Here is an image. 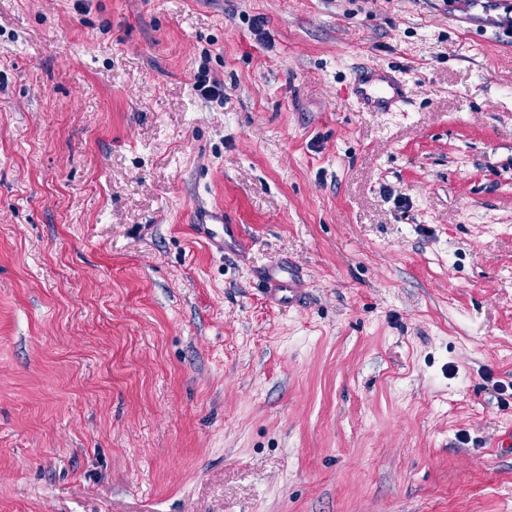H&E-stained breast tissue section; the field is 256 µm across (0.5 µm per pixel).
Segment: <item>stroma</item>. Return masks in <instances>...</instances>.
Instances as JSON below:
<instances>
[{
    "instance_id": "obj_1",
    "label": "stroma",
    "mask_w": 512,
    "mask_h": 512,
    "mask_svg": "<svg viewBox=\"0 0 512 512\" xmlns=\"http://www.w3.org/2000/svg\"><path fill=\"white\" fill-rule=\"evenodd\" d=\"M499 14L0 0V512H512ZM353 94L369 112H391L404 98L403 81L391 70L378 67L362 68L355 80ZM193 224L195 233L208 240L212 247L224 252V235H228L234 228L238 234L239 230L236 224H230L224 215V209L217 208L208 210L205 208L196 209L193 214ZM261 280L267 289L269 302L280 308H291L303 287L300 279L282 266L263 269Z\"/></svg>"
}]
</instances>
